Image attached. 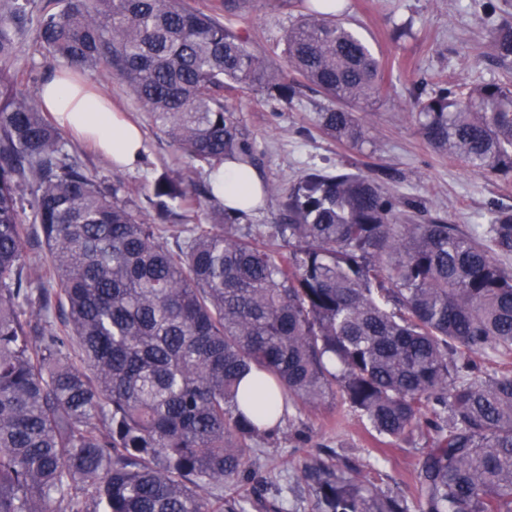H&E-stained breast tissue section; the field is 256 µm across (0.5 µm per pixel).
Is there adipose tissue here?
<instances>
[{"instance_id":"ef3b65f1","label":"adipose tissue","mask_w":512,"mask_h":512,"mask_svg":"<svg viewBox=\"0 0 512 512\" xmlns=\"http://www.w3.org/2000/svg\"><path fill=\"white\" fill-rule=\"evenodd\" d=\"M43 107L63 128L91 141L115 165L133 169L143 161V133L114 110L111 101L68 73H54L39 93ZM216 193L233 208L250 211L262 201L256 171L228 162L215 176Z\"/></svg>"}]
</instances>
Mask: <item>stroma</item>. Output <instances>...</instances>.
Masks as SVG:
<instances>
[{"mask_svg": "<svg viewBox=\"0 0 512 512\" xmlns=\"http://www.w3.org/2000/svg\"><path fill=\"white\" fill-rule=\"evenodd\" d=\"M348 25L372 45L390 76V101L361 105L369 139L363 150L342 145L314 126L317 112L326 104L322 94L306 92L301 100L286 104L262 94L242 100L228 94L243 125L255 138L258 173L272 192L251 214L255 224H274L280 216V190L313 168L346 165L366 174L384 177L400 195L417 198L423 218L439 217L470 229L487 223L492 205L512 206V179L475 170L462 160L435 152L420 135L415 117L405 108L414 85H433L437 78L451 81H501L512 67L500 65L487 39L480 0H342ZM411 22L412 33L394 40L396 25ZM289 24L287 9L255 0L242 20L256 49L277 66H284L281 38ZM35 25H23L14 57L5 64L19 73L23 87L38 95L41 85L63 69L47 59L35 42ZM86 81L107 94L142 129L146 160L137 170L118 169L90 145L69 138L68 149L104 185L123 183L131 197L145 203L155 179L182 168L183 160L168 138L142 112L130 88L101 69L86 74ZM294 427L283 431L273 444L262 445L255 481L241 484L240 495L261 494L263 512H311V498L301 481L306 460L319 456L338 466H376L382 486L407 496L416 489L411 474L421 461L427 439L375 444L358 418L340 400L292 416Z\"/></svg>", "mask_w": 512, "mask_h": 512, "instance_id": "35a3bbf8", "label": "stroma"}]
</instances>
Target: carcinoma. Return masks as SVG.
I'll use <instances>...</instances> for the list:
<instances>
[{
  "label": "carcinoma",
  "instance_id": "1",
  "mask_svg": "<svg viewBox=\"0 0 512 512\" xmlns=\"http://www.w3.org/2000/svg\"><path fill=\"white\" fill-rule=\"evenodd\" d=\"M36 21L50 57L106 69L185 160L161 175L158 218L101 186L18 76L0 71V512H249L224 483L257 475L258 445L290 409L339 398L380 442L430 439L416 497L317 457L312 512H512V208L477 230L406 216L421 203L347 168L313 169L281 223L245 224L210 176L257 166L224 93L288 103L313 86L316 125L368 142L351 105L389 99L370 44L317 0L282 39L295 77L236 21L187 0H56ZM32 0L0 13V61ZM487 38L512 61V23L483 0ZM434 150L512 177V84L442 81L409 100ZM204 223L189 224L198 215ZM43 237L48 260L28 247Z\"/></svg>",
  "mask_w": 512,
  "mask_h": 512
}]
</instances>
